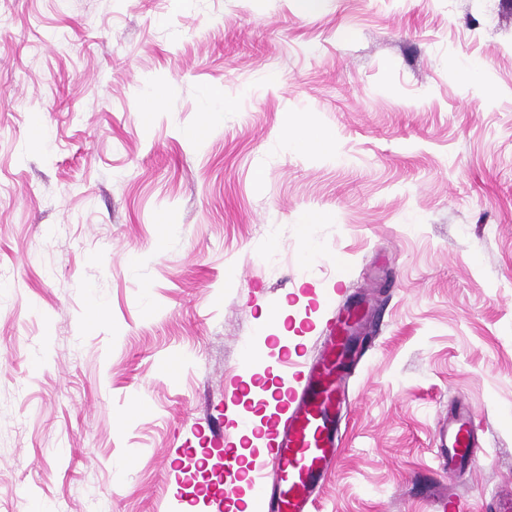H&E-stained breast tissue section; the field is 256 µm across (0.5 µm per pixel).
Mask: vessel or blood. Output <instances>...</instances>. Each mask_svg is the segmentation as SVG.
Here are the masks:
<instances>
[{"instance_id":"obj_1","label":"vessel or blood","mask_w":512,"mask_h":512,"mask_svg":"<svg viewBox=\"0 0 512 512\" xmlns=\"http://www.w3.org/2000/svg\"><path fill=\"white\" fill-rule=\"evenodd\" d=\"M352 310L327 322L315 357L304 364L281 363L285 398L267 425V451L250 467L254 512H313L314 490L335 464L341 432L343 399L337 374L351 351ZM481 450L463 430L445 433L438 451L440 463H477ZM225 497L237 491L240 473L232 448L218 462Z\"/></svg>"}]
</instances>
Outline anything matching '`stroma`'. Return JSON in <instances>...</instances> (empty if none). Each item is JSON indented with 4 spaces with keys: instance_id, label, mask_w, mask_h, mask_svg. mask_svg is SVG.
<instances>
[{
    "instance_id": "stroma-1",
    "label": "stroma",
    "mask_w": 512,
    "mask_h": 512,
    "mask_svg": "<svg viewBox=\"0 0 512 512\" xmlns=\"http://www.w3.org/2000/svg\"><path fill=\"white\" fill-rule=\"evenodd\" d=\"M1 186L0 512H183L225 376L279 383L344 304L319 512L512 492V0H0ZM283 143L287 148H295L300 150L311 149L324 155H336V144L334 141L312 133H289L284 138ZM460 424L457 430L446 432L441 438L437 458L444 467L448 460H460L474 465L481 457L482 448L471 439L468 433H464Z\"/></svg>"
}]
</instances>
